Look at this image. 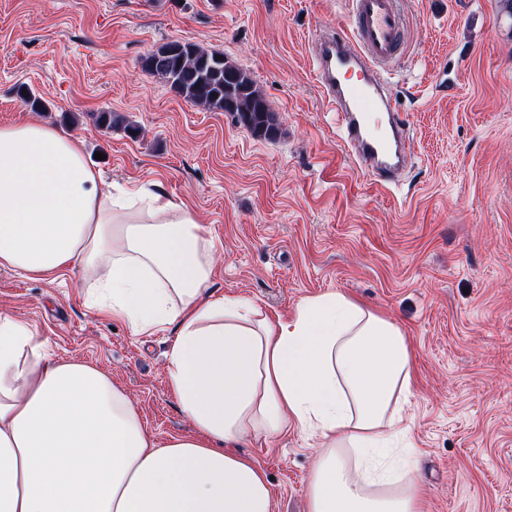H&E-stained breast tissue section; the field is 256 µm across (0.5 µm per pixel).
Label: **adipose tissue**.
<instances>
[{
  "mask_svg": "<svg viewBox=\"0 0 512 512\" xmlns=\"http://www.w3.org/2000/svg\"><path fill=\"white\" fill-rule=\"evenodd\" d=\"M218 257L185 201L113 193L45 123L0 126V268L81 270L97 311L172 329L168 384L195 426L156 440L111 374L0 311V512H273L264 470L233 447L292 425L320 441L309 512H422L400 326L340 292L271 319L212 291Z\"/></svg>",
  "mask_w": 512,
  "mask_h": 512,
  "instance_id": "ef3b65f1",
  "label": "adipose tissue"
}]
</instances>
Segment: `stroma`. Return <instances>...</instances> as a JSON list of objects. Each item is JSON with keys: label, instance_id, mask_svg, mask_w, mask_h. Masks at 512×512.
I'll use <instances>...</instances> for the list:
<instances>
[{"label": "stroma", "instance_id": "obj_1", "mask_svg": "<svg viewBox=\"0 0 512 512\" xmlns=\"http://www.w3.org/2000/svg\"><path fill=\"white\" fill-rule=\"evenodd\" d=\"M402 8L407 40L388 91L413 152L386 189L342 147L309 58L316 31L343 24L346 0H0V125L46 123L81 139L113 185L153 181L192 204L224 251L217 294L286 319L337 291L398 324L424 512H512V14L501 0ZM170 41L248 71L276 136L145 73L142 58ZM104 111L122 125L98 126ZM88 298L77 270H0V311L36 328L57 359L109 371L158 441L190 433L167 383L171 330L136 334ZM241 451L265 471L274 512H306L308 432L292 426Z\"/></svg>", "mask_w": 512, "mask_h": 512}]
</instances>
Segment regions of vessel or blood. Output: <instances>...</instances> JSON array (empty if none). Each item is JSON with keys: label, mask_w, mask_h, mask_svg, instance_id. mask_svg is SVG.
<instances>
[{"label": "vessel or blood", "mask_w": 512, "mask_h": 512, "mask_svg": "<svg viewBox=\"0 0 512 512\" xmlns=\"http://www.w3.org/2000/svg\"><path fill=\"white\" fill-rule=\"evenodd\" d=\"M349 27L311 43L315 77L357 164L386 183L408 151L386 76L405 47L399 0H348Z\"/></svg>", "instance_id": "obj_1"}]
</instances>
